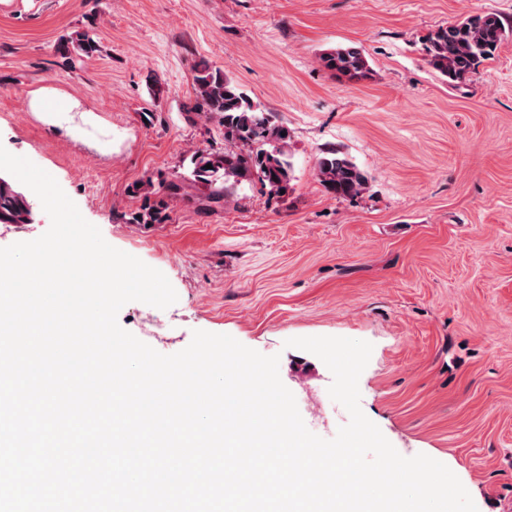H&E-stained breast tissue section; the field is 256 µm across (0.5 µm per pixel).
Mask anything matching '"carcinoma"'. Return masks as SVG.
<instances>
[{
    "instance_id": "cac0c4a2",
    "label": "carcinoma",
    "mask_w": 512,
    "mask_h": 512,
    "mask_svg": "<svg viewBox=\"0 0 512 512\" xmlns=\"http://www.w3.org/2000/svg\"><path fill=\"white\" fill-rule=\"evenodd\" d=\"M506 38L496 15H476L438 27L425 39L424 52L433 69L456 81L493 58ZM99 51V40L91 30L61 37L56 49L60 65L67 68L95 57ZM321 60L327 69L351 78L363 77L368 71L367 60L354 47H337L324 53ZM193 72L192 110L199 115H222L224 139L246 147L239 152H195L191 158L194 180L211 184L220 178L237 183L256 178L277 193L288 189L293 173L288 127L253 102L220 68L201 61ZM207 164L211 168H205ZM316 176L326 192L336 197L357 196L367 185L365 174L336 150H328L319 158ZM141 190L175 198L181 195L183 185L173 180L156 185L149 179L136 187V191ZM31 221L32 204L27 196L0 178V224Z\"/></svg>"
}]
</instances>
